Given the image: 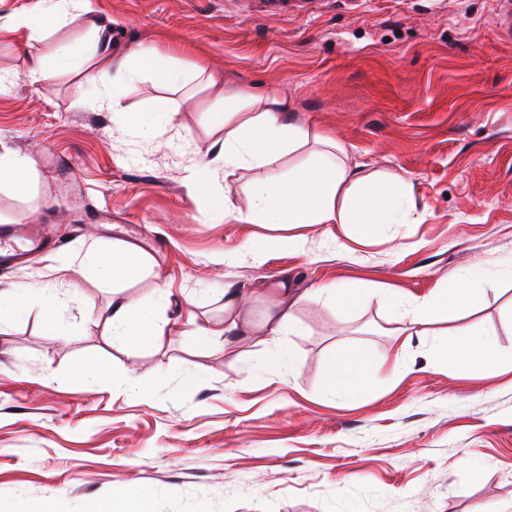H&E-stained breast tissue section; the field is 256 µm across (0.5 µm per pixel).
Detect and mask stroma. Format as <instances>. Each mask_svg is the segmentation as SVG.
I'll return each instance as SVG.
<instances>
[{
	"label": "stroma",
	"mask_w": 512,
	"mask_h": 512,
	"mask_svg": "<svg viewBox=\"0 0 512 512\" xmlns=\"http://www.w3.org/2000/svg\"><path fill=\"white\" fill-rule=\"evenodd\" d=\"M119 42L160 62L224 74L230 92L279 89L290 120L314 123L362 173L413 187L410 223L373 235L353 224H217L187 176L218 151L210 99L142 75L125 99L177 109L162 139L132 136L66 73L33 86L28 58L85 38L72 23L44 39L0 32V144L31 159L30 192L0 188V222L55 225L52 254L0 265V289L77 288L66 333L37 311L0 334V503L27 512H96L143 489L151 512H512V366L462 370L440 351L449 324L397 335L376 294L418 304L448 278L479 273L466 324L512 349V38L496 0H331L268 15L260 0H92ZM303 239V250L280 238ZM145 273L122 288L157 305L165 334L112 335V285L67 258L78 247L133 244ZM329 283L365 289L338 317L300 305L281 342L295 373L262 367L268 298ZM246 294L253 332L225 341L224 289ZM169 294L157 304L156 288ZM206 326L214 336L198 344ZM344 346L399 356L357 400L333 397L326 370ZM97 357L107 377L81 372ZM198 377L182 384L185 373Z\"/></svg>",
	"instance_id": "1"
}]
</instances>
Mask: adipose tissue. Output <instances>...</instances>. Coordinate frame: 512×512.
<instances>
[{
  "instance_id": "obj_1",
  "label": "adipose tissue",
  "mask_w": 512,
  "mask_h": 512,
  "mask_svg": "<svg viewBox=\"0 0 512 512\" xmlns=\"http://www.w3.org/2000/svg\"><path fill=\"white\" fill-rule=\"evenodd\" d=\"M84 16L94 33L78 52L49 53L32 56L25 77L29 83L41 84L59 73L72 72L83 77L98 92L100 108L120 112L129 86L144 72H151L156 82L166 88H182L194 77L204 80L215 103L208 120L212 130L223 136L221 150L202 170L186 180L190 198L203 197L207 215L213 220L246 224H359L379 231L389 224L408 223L413 209L411 189L399 177L362 176L346 160L344 150L311 124L291 122L289 105L277 92L260 96L228 93L221 73L195 69L187 73L173 65L159 64L154 51L140 46L131 52L112 57L101 51L97 36L106 26L97 19L91 0H40L36 11L12 17L7 29H25L33 37H44L64 26L72 12ZM127 114L128 129L135 136H161L174 115L167 97L155 98L149 115ZM309 148L306 159L292 168L287 176L273 173L272 167L284 156ZM251 172L245 206L231 205L229 187L220 186V174ZM81 265L93 268L103 279L113 283L138 276L145 268V255L132 247H117L105 253L91 246L76 253ZM482 284L471 277L449 278L435 301L409 309L404 298L388 291L382 301L391 312L392 321L402 330L414 331L431 317L474 308ZM360 288L320 285L300 292L287 285L276 288L270 300L264 324L267 353L263 366L278 371L287 363L280 342L283 330L297 331L295 308L302 303L323 301L336 307L339 314L354 310L363 297ZM61 291L55 287L19 288L0 291V322L32 308L39 309L47 336L64 335L60 316ZM112 328L128 342L151 343L162 335L151 310L118 296L112 300ZM443 353L462 369H479L505 361L512 363V351L504 352L488 333L473 327L449 331ZM384 361L371 358L363 350L346 347L339 350L327 371V389L331 394L354 399L367 393L374 377L383 370Z\"/></svg>"
}]
</instances>
